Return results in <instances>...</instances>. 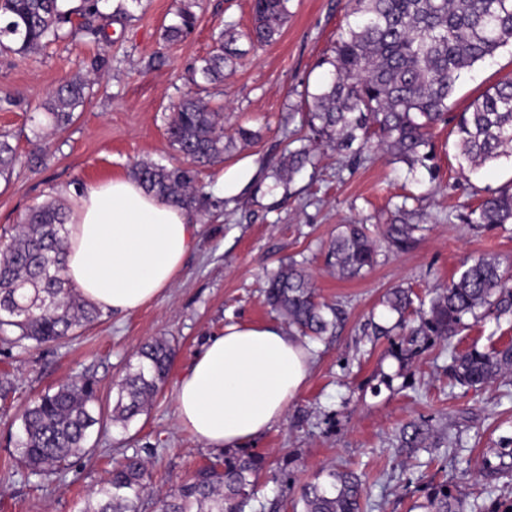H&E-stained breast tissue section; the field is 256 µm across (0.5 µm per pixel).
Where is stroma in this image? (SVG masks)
<instances>
[{
    "mask_svg": "<svg viewBox=\"0 0 512 512\" xmlns=\"http://www.w3.org/2000/svg\"><path fill=\"white\" fill-rule=\"evenodd\" d=\"M346 0H290L289 16L270 44L250 49L235 70L225 72L213 104L224 108V133L238 125L258 131L251 145L200 167L207 197L196 218L199 243L186 257L175 285L143 309L102 315L68 344L23 350L0 343V374L16 392L0 401V512H81L108 469L139 453L152 472L153 500L205 464L212 453L175 417L176 382L195 353L227 321L275 320L264 301L266 274L288 259L307 260L321 301L346 311L335 334L312 340L309 380L291 401L285 420L248 444L261 456L251 512H301L302 489L327 481L328 469L354 471L361 479L365 512H432L430 500L445 487L465 512H498L512 497V473L474 474V461L499 464L512 448V372L476 387L449 386L452 352L512 344V310L483 311L456 336L413 335L435 288L457 276L464 260L495 256L512 271V224L475 231L462 221L486 187L512 182V157L479 171L461 167L451 127L435 131L434 158L408 172L382 150L362 157L317 148L316 167L296 173L287 186L247 190L225 200L223 169L253 159L265 173L287 145L304 136L306 103L324 76L319 62L346 25ZM176 0H129L128 17L114 21L109 41L67 38L25 57L0 52V88L14 105L0 107V131H9L21 157L10 180L0 179V241L8 240L30 207L66 200L70 186L93 184L128 173L138 160L181 163L166 134L172 107L192 86V72L225 25L243 31L252 23V0H194L195 27L175 42L164 29L174 21ZM99 61L102 78L74 122L50 136L53 155L29 167L44 117L36 109L65 77L86 74ZM512 78V47L494 62L465 74L448 102L451 114L499 80ZM406 205L424 229L404 251L388 247L382 225ZM370 225L378 264L351 279L324 264L323 250L340 225ZM395 288L415 302L405 317L385 304ZM176 339L172 371L148 411L128 429L93 430L94 452L65 475L44 481L15 468L6 476L22 434L24 407L76 375L92 377L103 410H111L114 386L145 341ZM426 434L416 448L400 444L404 427Z\"/></svg>",
    "mask_w": 512,
    "mask_h": 512,
    "instance_id": "stroma-1",
    "label": "stroma"
}]
</instances>
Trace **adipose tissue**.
I'll list each match as a JSON object with an SVG mask.
<instances>
[{"mask_svg": "<svg viewBox=\"0 0 512 512\" xmlns=\"http://www.w3.org/2000/svg\"><path fill=\"white\" fill-rule=\"evenodd\" d=\"M65 275L103 313L129 314L178 279L199 226L190 209L133 179L71 188ZM312 354L274 323L230 322L176 384V419L206 447L238 448L281 423L306 385Z\"/></svg>", "mask_w": 512, "mask_h": 512, "instance_id": "1", "label": "adipose tissue"}]
</instances>
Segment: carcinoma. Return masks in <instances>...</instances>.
I'll return each instance as SVG.
<instances>
[{"label": "carcinoma", "instance_id": "obj_1", "mask_svg": "<svg viewBox=\"0 0 512 512\" xmlns=\"http://www.w3.org/2000/svg\"><path fill=\"white\" fill-rule=\"evenodd\" d=\"M104 0H0V51L29 55L69 33L99 41L123 5L102 11ZM289 0H254L253 23L245 32L227 25L196 69L194 88L173 107L167 134L171 147L198 163H213L235 143L251 144L258 133L243 126L224 138L222 107L208 99L209 90L224 83L246 55L238 41L250 46L270 43L288 19ZM177 21L165 29L169 41L180 39L195 24L188 0H180ZM351 20L339 34L332 55L322 61L324 78L307 103L308 141H326L336 148L368 150L377 144L407 164L426 166L432 132L448 124V100L463 73L495 57L512 44V0H348ZM92 81L75 76L61 82L40 105L47 126L67 128L84 106ZM457 149L467 169L476 170L503 156H512V80L500 82L474 100L471 111L456 121ZM10 135L0 133V178L11 179L17 163ZM308 145L283 153L270 177L272 187L314 164ZM132 176L144 189L171 203L191 207L204 201V186L189 167L138 160ZM475 229L512 224V188L491 190L463 216ZM66 206L47 200L33 206L0 250V340L21 349L29 344H66L75 331L92 324L100 311L83 299L64 275L68 245ZM420 225L409 215L386 225L385 236L398 250L409 248ZM374 241L362 224H344L327 246L326 264L344 278H353L377 263ZM458 278L439 289L430 301L419 332L453 336L464 319L494 304L506 288L500 263L480 257L462 263ZM268 304L301 336H324L336 327L339 309L317 300L306 271L290 261L267 280ZM399 314L413 304L412 292L397 288L386 299ZM176 345L166 337L145 342L118 383L108 419L123 430L143 414L165 382ZM512 371V345L487 351L453 354L448 378L467 386L486 383ZM99 397L96 382L76 376L41 395L22 415V442L16 466L48 480L67 470L73 459L90 453ZM261 458L243 448L225 451L198 469L177 491L160 501V512H246L254 495L252 477ZM329 482L307 486L303 512H363L358 479L351 472L327 473ZM150 473L138 453L124 456L88 498L83 512H145ZM433 512H463L462 501L440 488L433 494Z\"/></svg>", "mask_w": 512, "mask_h": 512}]
</instances>
